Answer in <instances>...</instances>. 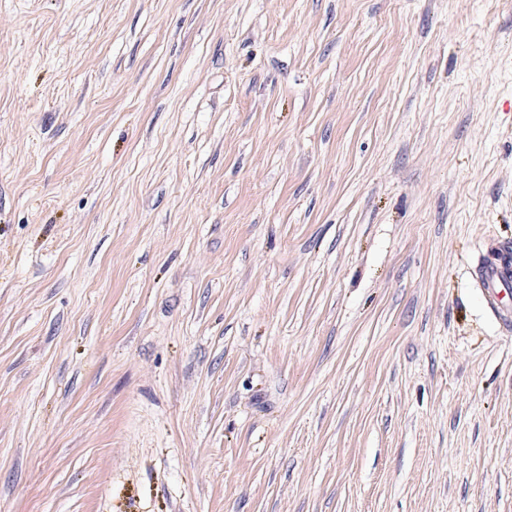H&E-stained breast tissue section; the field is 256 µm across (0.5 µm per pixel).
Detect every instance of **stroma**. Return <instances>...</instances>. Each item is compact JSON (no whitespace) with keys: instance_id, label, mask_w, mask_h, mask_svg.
Segmentation results:
<instances>
[{"instance_id":"stroma-1","label":"stroma","mask_w":512,"mask_h":512,"mask_svg":"<svg viewBox=\"0 0 512 512\" xmlns=\"http://www.w3.org/2000/svg\"><path fill=\"white\" fill-rule=\"evenodd\" d=\"M512 0H0V512H512ZM477 276L488 307L500 315L511 302L512 254L507 251L497 263L480 267Z\"/></svg>"}]
</instances>
